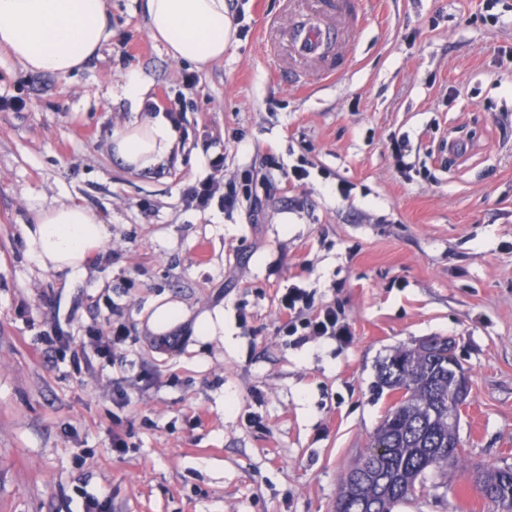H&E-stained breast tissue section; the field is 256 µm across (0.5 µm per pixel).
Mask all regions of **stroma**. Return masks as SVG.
Returning <instances> with one entry per match:
<instances>
[{
  "label": "stroma",
  "mask_w": 512,
  "mask_h": 512,
  "mask_svg": "<svg viewBox=\"0 0 512 512\" xmlns=\"http://www.w3.org/2000/svg\"><path fill=\"white\" fill-rule=\"evenodd\" d=\"M362 7L332 79L288 37L318 0H226L233 34L205 66L150 37L143 0H106L111 38L68 75L0 48V94L27 102L0 112V512H84L89 495L107 512H332L390 407L381 364L430 337L455 340L470 378L466 468L428 473L394 512H497L470 474L512 466V0ZM131 71L147 85L138 113L185 115L172 156L138 173L110 145L135 113ZM453 138L472 142L458 161ZM217 153L238 206L186 207ZM267 162L276 191L255 217L250 173ZM296 165L308 178L283 180ZM69 200L108 231L82 276L40 269L22 234ZM293 283L336 305L349 335H286L278 296ZM166 302L188 315L159 331ZM116 311L132 342L82 352ZM206 319L223 335L197 336Z\"/></svg>",
  "instance_id": "35a3bbf8"
}]
</instances>
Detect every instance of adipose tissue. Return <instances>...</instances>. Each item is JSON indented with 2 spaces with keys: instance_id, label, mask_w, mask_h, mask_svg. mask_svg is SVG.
Returning a JSON list of instances; mask_svg holds the SVG:
<instances>
[{
  "instance_id": "ef3b65f1",
  "label": "adipose tissue",
  "mask_w": 512,
  "mask_h": 512,
  "mask_svg": "<svg viewBox=\"0 0 512 512\" xmlns=\"http://www.w3.org/2000/svg\"><path fill=\"white\" fill-rule=\"evenodd\" d=\"M145 13L151 37L173 59L200 66L223 58L232 29L225 0H145ZM110 36L105 0H0V48L36 72L80 69ZM175 142L172 123L159 114L132 118L111 145L125 168L139 172L169 158ZM23 235L39 268L78 275L106 231L92 210L61 202L37 212Z\"/></svg>"
}]
</instances>
